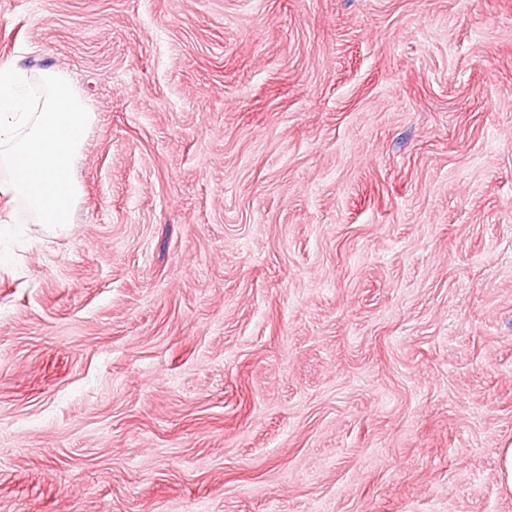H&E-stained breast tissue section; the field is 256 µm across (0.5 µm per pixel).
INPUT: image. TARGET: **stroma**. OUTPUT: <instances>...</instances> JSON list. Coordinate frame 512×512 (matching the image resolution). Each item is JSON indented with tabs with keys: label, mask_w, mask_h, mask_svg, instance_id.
<instances>
[{
	"label": "stroma",
	"mask_w": 512,
	"mask_h": 512,
	"mask_svg": "<svg viewBox=\"0 0 512 512\" xmlns=\"http://www.w3.org/2000/svg\"><path fill=\"white\" fill-rule=\"evenodd\" d=\"M96 116L0 194V512H512V0H0Z\"/></svg>",
	"instance_id": "1"
}]
</instances>
